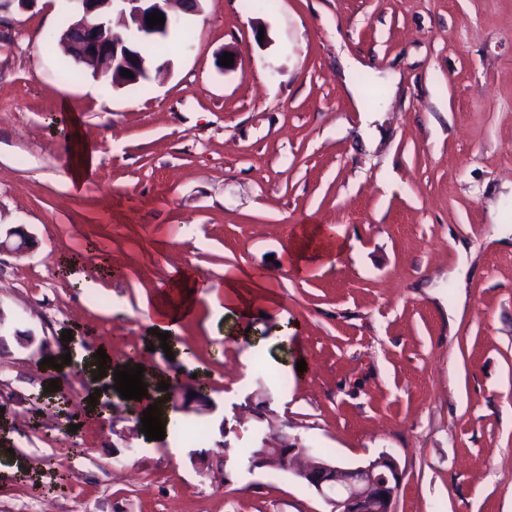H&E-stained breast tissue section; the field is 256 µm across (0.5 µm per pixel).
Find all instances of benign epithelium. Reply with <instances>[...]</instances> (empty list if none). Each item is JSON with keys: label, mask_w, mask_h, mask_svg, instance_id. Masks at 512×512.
I'll use <instances>...</instances> for the list:
<instances>
[{"label": "benign epithelium", "mask_w": 512, "mask_h": 512, "mask_svg": "<svg viewBox=\"0 0 512 512\" xmlns=\"http://www.w3.org/2000/svg\"><path fill=\"white\" fill-rule=\"evenodd\" d=\"M187 0H77L81 19L60 35V42L78 65L100 72L121 73L126 69L134 78L120 79L134 84L150 73L151 64L131 52V44L158 38L180 21L170 13L176 2ZM154 11L164 14L165 22L153 28L146 16ZM269 461L285 470H293L307 480L330 505L332 512H394L393 503L402 474L393 457L382 454L366 466L345 468L314 457L313 449L294 445L288 450L273 447Z\"/></svg>", "instance_id": "obj_1"}]
</instances>
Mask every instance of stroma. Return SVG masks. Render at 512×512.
Wrapping results in <instances>:
<instances>
[{
    "label": "stroma",
    "mask_w": 512,
    "mask_h": 512,
    "mask_svg": "<svg viewBox=\"0 0 512 512\" xmlns=\"http://www.w3.org/2000/svg\"><path fill=\"white\" fill-rule=\"evenodd\" d=\"M79 17L0 0V227L34 241L0 253V512H331L294 473L225 466L257 430L348 467L390 454L395 512H512V216H489L512 207V0H202L167 73L121 86L62 83L46 40ZM73 115L99 155L80 193ZM303 224L348 254L295 273ZM228 266L273 272L276 306L212 305ZM182 269L189 363L149 338ZM101 346L208 396L170 400L183 427L150 441L140 400L87 417L79 368L46 390L44 358Z\"/></svg>",
    "instance_id": "stroma-1"
}]
</instances>
